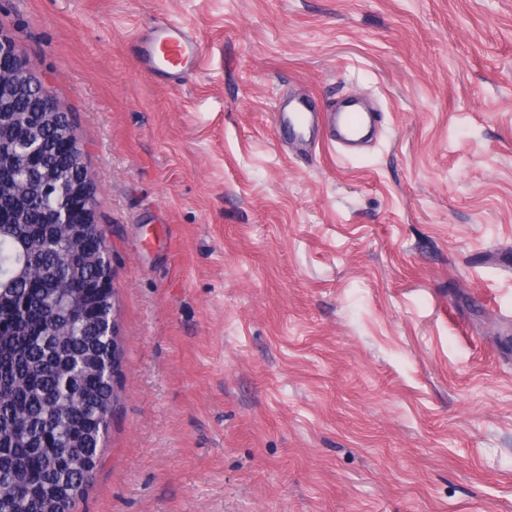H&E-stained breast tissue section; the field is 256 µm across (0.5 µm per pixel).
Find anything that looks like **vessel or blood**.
I'll return each mask as SVG.
<instances>
[{"mask_svg":"<svg viewBox=\"0 0 512 512\" xmlns=\"http://www.w3.org/2000/svg\"><path fill=\"white\" fill-rule=\"evenodd\" d=\"M202 56L201 40L184 23L168 17L156 19L150 32L140 39L137 46L141 70L156 80L173 84L193 75ZM373 121L374 117L369 113L316 112L301 102H285L279 107L275 128L294 138L316 129L338 135L342 141L351 143Z\"/></svg>","mask_w":512,"mask_h":512,"instance_id":"1","label":"vessel or blood"}]
</instances>
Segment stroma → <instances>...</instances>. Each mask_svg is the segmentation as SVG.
I'll return each instance as SVG.
<instances>
[{"label": "stroma", "instance_id": "1", "mask_svg": "<svg viewBox=\"0 0 512 512\" xmlns=\"http://www.w3.org/2000/svg\"><path fill=\"white\" fill-rule=\"evenodd\" d=\"M165 15L208 52L155 82ZM72 113L122 401L75 512H512V0H0ZM365 100L357 152L282 99Z\"/></svg>", "mask_w": 512, "mask_h": 512}]
</instances>
